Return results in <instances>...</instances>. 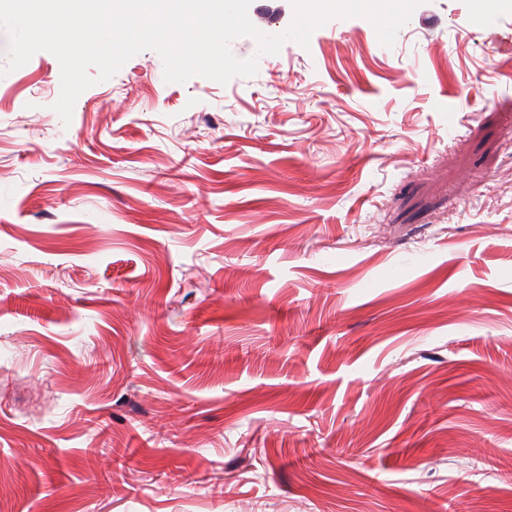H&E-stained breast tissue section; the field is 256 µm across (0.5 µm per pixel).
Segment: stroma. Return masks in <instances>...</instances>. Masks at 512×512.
Segmentation results:
<instances>
[{
	"label": "stroma",
	"instance_id": "obj_1",
	"mask_svg": "<svg viewBox=\"0 0 512 512\" xmlns=\"http://www.w3.org/2000/svg\"><path fill=\"white\" fill-rule=\"evenodd\" d=\"M230 49L0 78V512H512V7Z\"/></svg>",
	"mask_w": 512,
	"mask_h": 512
}]
</instances>
